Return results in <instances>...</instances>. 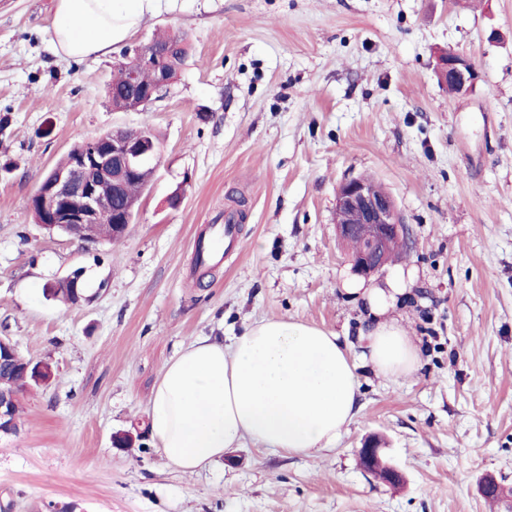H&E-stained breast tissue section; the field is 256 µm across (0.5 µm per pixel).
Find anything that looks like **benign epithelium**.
I'll use <instances>...</instances> for the list:
<instances>
[{
	"mask_svg": "<svg viewBox=\"0 0 512 512\" xmlns=\"http://www.w3.org/2000/svg\"><path fill=\"white\" fill-rule=\"evenodd\" d=\"M436 75L442 85L451 84L454 94L470 92L478 73L464 56L453 52L436 57ZM180 63L171 50L147 43L127 52L121 64L125 72L124 87L128 97L123 110L134 111L157 100L170 86ZM152 73V82L143 87L140 72ZM158 158V147L149 131L137 138L125 137V131L114 129L87 139L71 152L68 162L53 166L28 201V208L37 223L48 232L69 233L86 227L112 221L116 236L127 234L134 223L139 207L134 201L117 206L116 201L127 180L139 175L146 163ZM337 233L342 239L357 238L361 250L352 257L353 271L365 278L377 273L388 261L395 245L409 236L402 224L392 197L370 179L351 178L336 191ZM12 365L25 371L34 369L40 383L51 379V367L32 363L23 358L7 337L0 336V365ZM16 395L0 385V433L17 426ZM363 466L388 483L397 482L394 466L381 455L380 440L372 436L360 450Z\"/></svg>",
	"mask_w": 512,
	"mask_h": 512,
	"instance_id": "7a95c632",
	"label": "benign epithelium"
}]
</instances>
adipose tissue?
I'll return each mask as SVG.
<instances>
[{
    "instance_id": "adipose-tissue-1",
    "label": "adipose tissue",
    "mask_w": 512,
    "mask_h": 512,
    "mask_svg": "<svg viewBox=\"0 0 512 512\" xmlns=\"http://www.w3.org/2000/svg\"><path fill=\"white\" fill-rule=\"evenodd\" d=\"M158 0H55L59 55H107ZM399 291L362 293L368 326L359 359L338 335L303 322L266 319L223 340L199 336L164 366L148 405L151 438L168 463L196 474L245 443L309 455L330 447L355 418L360 365L406 381L420 350L391 317Z\"/></svg>"
}]
</instances>
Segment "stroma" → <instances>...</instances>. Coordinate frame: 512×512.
<instances>
[{
    "instance_id": "1",
    "label": "stroma",
    "mask_w": 512,
    "mask_h": 512,
    "mask_svg": "<svg viewBox=\"0 0 512 512\" xmlns=\"http://www.w3.org/2000/svg\"><path fill=\"white\" fill-rule=\"evenodd\" d=\"M52 20L53 0H0V336L53 371L0 435V507L505 512L479 484L512 488V0H159L128 46L176 33L188 55L135 111L108 96L124 50L60 57ZM444 49L475 67L468 94L439 85ZM144 126L159 161L125 237L35 222L28 200L61 156ZM358 176L392 196L412 238L368 279L336 234V189ZM229 206L240 247L197 265L196 241ZM77 269L79 303L46 296ZM393 283L420 367L400 384L360 370V411L332 447L248 443L195 475L154 448L147 404L182 343L279 318L335 332L356 356V287ZM127 432L134 446L116 447ZM373 434L401 484L363 468Z\"/></svg>"
}]
</instances>
